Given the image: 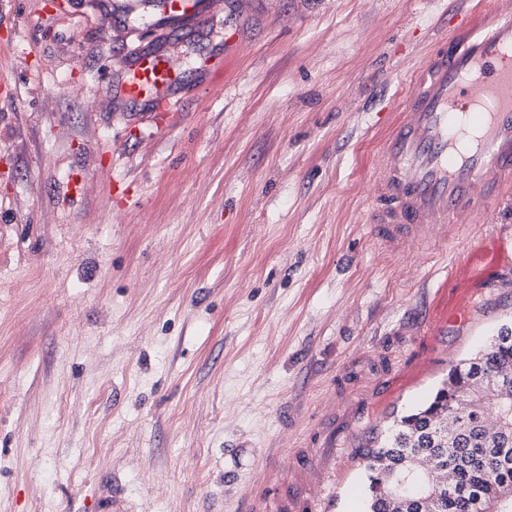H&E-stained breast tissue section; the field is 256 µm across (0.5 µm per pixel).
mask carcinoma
Here are the masks:
<instances>
[{"mask_svg":"<svg viewBox=\"0 0 512 512\" xmlns=\"http://www.w3.org/2000/svg\"><path fill=\"white\" fill-rule=\"evenodd\" d=\"M363 459L365 512H512V326Z\"/></svg>","mask_w":512,"mask_h":512,"instance_id":"1","label":"carcinoma"}]
</instances>
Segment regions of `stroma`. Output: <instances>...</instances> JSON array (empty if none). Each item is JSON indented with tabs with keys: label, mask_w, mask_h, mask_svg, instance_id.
Segmentation results:
<instances>
[{
	"label": "stroma",
	"mask_w": 512,
	"mask_h": 512,
	"mask_svg": "<svg viewBox=\"0 0 512 512\" xmlns=\"http://www.w3.org/2000/svg\"><path fill=\"white\" fill-rule=\"evenodd\" d=\"M70 2L0 0V512H312L306 449L328 512H364L358 449L512 322V227L491 272L483 225L407 256L364 222L454 0H209L145 37ZM139 46L172 68L162 129L120 90Z\"/></svg>",
	"instance_id": "1"
}]
</instances>
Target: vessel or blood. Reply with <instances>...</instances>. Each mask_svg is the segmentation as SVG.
I'll return each instance as SVG.
<instances>
[{"mask_svg":"<svg viewBox=\"0 0 512 512\" xmlns=\"http://www.w3.org/2000/svg\"><path fill=\"white\" fill-rule=\"evenodd\" d=\"M162 59L143 58L128 91L160 92ZM368 221L388 252L446 240L457 224L512 210V0H457L409 73L370 171Z\"/></svg>","mask_w":512,"mask_h":512,"instance_id":"b4317fda","label":"vessel or blood"}]
</instances>
